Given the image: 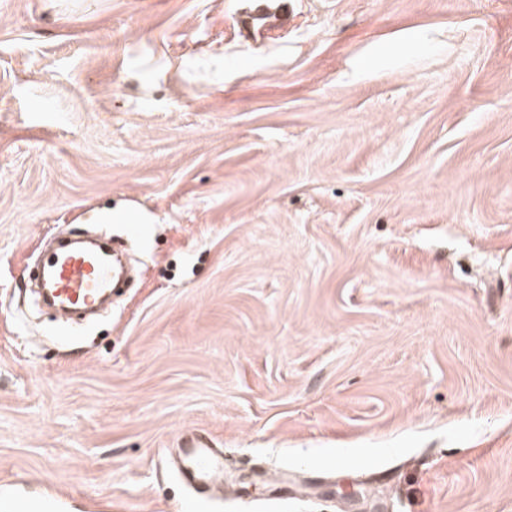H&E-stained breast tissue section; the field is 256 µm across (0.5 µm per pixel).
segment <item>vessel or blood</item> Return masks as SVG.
I'll return each instance as SVG.
<instances>
[{
	"mask_svg": "<svg viewBox=\"0 0 512 512\" xmlns=\"http://www.w3.org/2000/svg\"><path fill=\"white\" fill-rule=\"evenodd\" d=\"M292 8L293 0H253V24L270 25ZM116 283L109 254L102 249L77 250L63 244L45 260L44 286L65 308L91 305ZM223 475L222 451L199 438L182 449L179 476L188 485L207 486Z\"/></svg>",
	"mask_w": 512,
	"mask_h": 512,
	"instance_id": "b4317fda",
	"label": "vessel or blood"
}]
</instances>
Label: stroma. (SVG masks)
I'll return each instance as SVG.
<instances>
[{
  "mask_svg": "<svg viewBox=\"0 0 512 512\" xmlns=\"http://www.w3.org/2000/svg\"><path fill=\"white\" fill-rule=\"evenodd\" d=\"M244 7L0 0V512H512V0ZM95 223L136 286L29 323ZM253 3V25L266 27L280 15L287 16L293 8V0H254ZM180 478L190 486L208 487L217 478H224V453L210 448L202 439H191L181 448Z\"/></svg>",
  "mask_w": 512,
  "mask_h": 512,
  "instance_id": "1",
  "label": "stroma"
}]
</instances>
